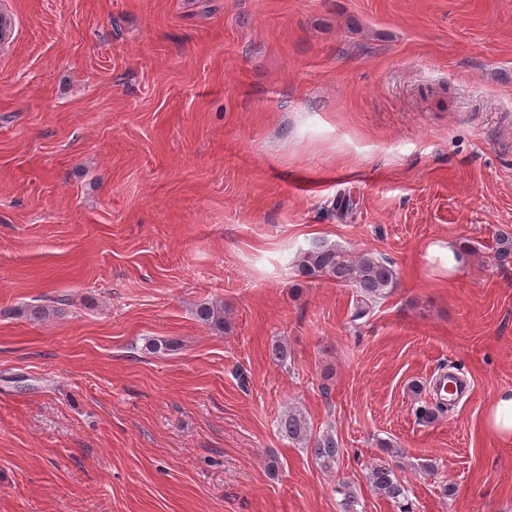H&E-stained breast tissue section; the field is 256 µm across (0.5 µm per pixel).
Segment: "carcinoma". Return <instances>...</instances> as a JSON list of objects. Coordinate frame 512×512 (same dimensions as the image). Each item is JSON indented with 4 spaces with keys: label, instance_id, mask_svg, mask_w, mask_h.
Listing matches in <instances>:
<instances>
[{
    "label": "carcinoma",
    "instance_id": "carcinoma-1",
    "mask_svg": "<svg viewBox=\"0 0 512 512\" xmlns=\"http://www.w3.org/2000/svg\"><path fill=\"white\" fill-rule=\"evenodd\" d=\"M298 271L308 279L327 277L339 285L355 289L360 302L352 315L354 322L369 314L367 302L386 297L396 279L394 266L389 259L370 253L351 256L340 247L326 242L317 243L301 254ZM195 315L210 329L224 331L223 306L212 302L200 303L196 306ZM278 426L284 437L310 449L322 468L327 471L336 468L341 448L332 431L326 430L317 436L311 434L304 416L292 409L280 416ZM368 481L377 494L396 503L399 512H413L406 489L398 479L392 462L377 460L369 470ZM334 492L342 495V512H358V499L348 483H338Z\"/></svg>",
    "mask_w": 512,
    "mask_h": 512
}]
</instances>
